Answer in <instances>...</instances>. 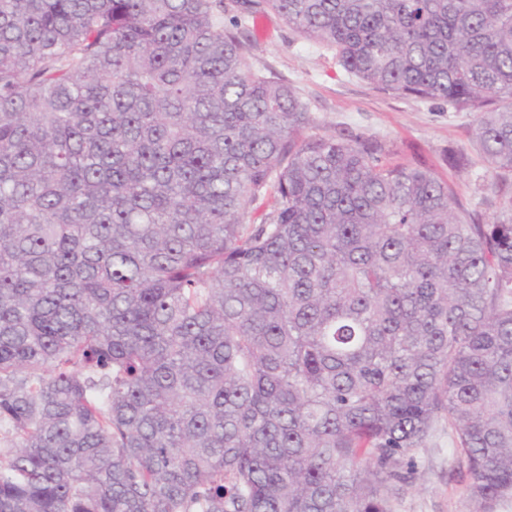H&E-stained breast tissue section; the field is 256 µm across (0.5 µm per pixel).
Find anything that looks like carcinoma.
<instances>
[{
	"label": "carcinoma",
	"instance_id": "cac0c4a2",
	"mask_svg": "<svg viewBox=\"0 0 512 512\" xmlns=\"http://www.w3.org/2000/svg\"><path fill=\"white\" fill-rule=\"evenodd\" d=\"M229 10L473 113L512 176V0H0V512H392L439 423L496 512L512 207L304 134Z\"/></svg>",
	"mask_w": 512,
	"mask_h": 512
}]
</instances>
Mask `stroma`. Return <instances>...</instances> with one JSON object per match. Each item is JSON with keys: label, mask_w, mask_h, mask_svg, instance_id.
Returning a JSON list of instances; mask_svg holds the SVG:
<instances>
[{"label": "stroma", "mask_w": 512, "mask_h": 512, "mask_svg": "<svg viewBox=\"0 0 512 512\" xmlns=\"http://www.w3.org/2000/svg\"><path fill=\"white\" fill-rule=\"evenodd\" d=\"M238 37L252 71L288 80L307 106L317 135L349 131L382 142L398 163L421 164L447 181L459 203L493 222L512 203V192L495 191L494 177L472 150L474 116L439 101L382 93L346 73L334 51L296 33L275 14L242 21ZM469 153L466 168L448 162ZM468 477L450 430L437 428L418 455L412 485L393 500V512H474Z\"/></svg>", "instance_id": "stroma-1"}]
</instances>
